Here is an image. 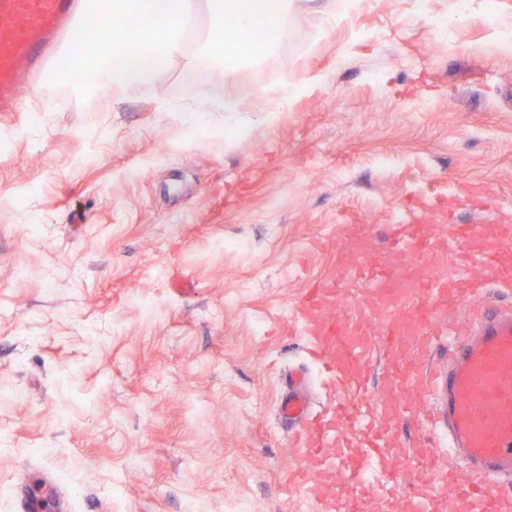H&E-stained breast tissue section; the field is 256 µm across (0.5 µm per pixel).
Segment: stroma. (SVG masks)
Wrapping results in <instances>:
<instances>
[{
	"instance_id": "35a3bbf8",
	"label": "stroma",
	"mask_w": 512,
	"mask_h": 512,
	"mask_svg": "<svg viewBox=\"0 0 512 512\" xmlns=\"http://www.w3.org/2000/svg\"><path fill=\"white\" fill-rule=\"evenodd\" d=\"M326 2L297 0L275 55L208 77L210 98L241 106L206 115L220 136L187 137L181 113L159 111L174 66L133 95L38 100L36 124L0 112V383L19 392L0 403V482L14 488L0 512H22L18 488L48 473L63 512H185L190 497L318 512L278 416L288 371L306 363L304 337L278 326L336 266L309 243L347 213L381 240L390 216L452 185L512 207V47L489 34L482 0L445 32L410 0H363L332 27ZM282 71L300 91L270 122L241 90ZM467 274L484 304L512 307V280ZM449 354L444 340L404 357L374 345L356 366L400 474L360 512H408L420 485L430 512H448L413 455L444 429L422 386ZM405 358L419 377L399 387Z\"/></svg>"
}]
</instances>
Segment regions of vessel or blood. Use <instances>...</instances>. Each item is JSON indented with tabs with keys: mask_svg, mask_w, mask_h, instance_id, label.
I'll list each match as a JSON object with an SVG mask.
<instances>
[{
	"mask_svg": "<svg viewBox=\"0 0 512 512\" xmlns=\"http://www.w3.org/2000/svg\"><path fill=\"white\" fill-rule=\"evenodd\" d=\"M82 10V0H0V112L15 111L25 97L36 96L35 74L49 65L53 50ZM479 207L478 200L458 192L442 201L422 200L417 208L385 225V249L364 250L353 259L345 254L347 245L368 237L372 227L341 225L336 235L340 258L335 271L294 303L288 321L291 333L307 337L325 385L333 390L338 382L352 380V370L363 354L356 331L348 330L336 315V297L351 279L364 283L375 299L372 310L377 315L390 312L399 295V282H412L416 302L386 333L385 342L394 349L412 341L431 343L430 332L448 306H477L474 318L448 324L453 355L439 383L448 433L418 456L431 483L448 490L451 512H504L495 485L512 474V310L478 307L467 275L456 273L441 279L423 265L433 250L484 236L489 230L485 225L455 219L459 211ZM445 212L450 220L442 234H434L431 221ZM490 230L495 248L477 260L484 268L512 252V211L501 210ZM303 387V376H295L280 403L282 420L297 424L305 443L295 476L324 502L339 479H346L352 490L348 512H358L363 494L379 492L397 476L373 437L366 439L353 469L339 473V443L365 432L371 421L362 409L344 400L331 401L324 414H313Z\"/></svg>",
	"mask_w": 512,
	"mask_h": 512,
	"instance_id": "b4317fda",
	"label": "vessel or blood"
}]
</instances>
